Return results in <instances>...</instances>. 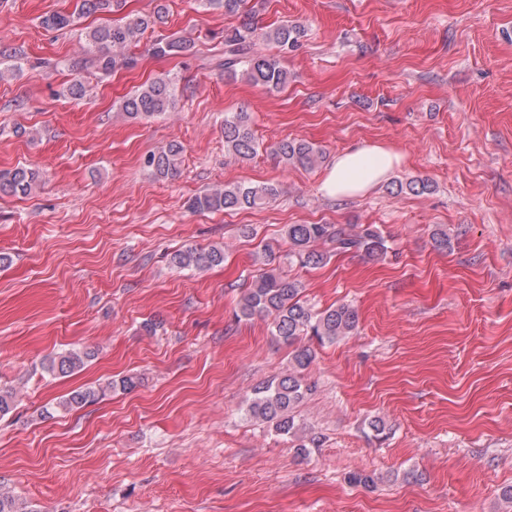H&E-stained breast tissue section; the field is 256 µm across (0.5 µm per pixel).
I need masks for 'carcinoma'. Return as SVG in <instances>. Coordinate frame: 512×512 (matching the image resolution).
I'll list each match as a JSON object with an SVG mask.
<instances>
[{"label":"carcinoma","mask_w":512,"mask_h":512,"mask_svg":"<svg viewBox=\"0 0 512 512\" xmlns=\"http://www.w3.org/2000/svg\"><path fill=\"white\" fill-rule=\"evenodd\" d=\"M125 0H80L81 9H112L119 11ZM244 0H198L206 11L221 10L227 14L240 11ZM165 7L132 14L125 20L111 25L95 27L85 33L87 56L85 67L108 73L116 65V57H124L131 65L134 57L126 55L137 46L141 36L149 29L164 23ZM302 25H281L264 32H257L247 18L239 26L224 30V73L241 77L266 89H280L288 83V70L281 63V54L294 50L304 36ZM272 43L276 54H266L254 49V39ZM150 51L157 56L194 54V45L187 41L160 36L154 40ZM179 87L171 74H162L128 95L121 110L132 119L158 118L176 106ZM259 144L251 126L250 114L244 111L224 115V151L241 160L249 161L257 154ZM184 146L171 141L146 158V164L159 178L173 177L178 173ZM271 156L285 166L314 167L322 157L321 150L303 140L283 139L270 148ZM36 171L20 166L0 174V192L25 196L37 183ZM277 196L271 185L224 184L208 188L195 195L189 208L196 212L225 211L259 208ZM290 246L288 258L301 267H318L333 255L359 252L374 260L387 250L386 240L372 224H290L285 231ZM172 263L179 268H196L219 265L224 261V251L218 247L202 250L189 245L176 252ZM302 285L271 268L264 272L248 289L238 304L235 316L250 319L263 316L271 319V333L280 341L293 345L308 336L320 344L333 343L352 335L358 328V314L347 303H340L322 311H314L300 301ZM91 358V352L68 349L45 359L44 372L51 376H64L81 368ZM313 350L302 345L292 356V368L286 374L257 384L247 406L250 418L269 424L284 436L296 437L301 431L293 410L304 400L310 387L304 383L301 372L313 361ZM99 398L94 389L75 391L59 403L65 410L81 408Z\"/></svg>","instance_id":"1"}]
</instances>
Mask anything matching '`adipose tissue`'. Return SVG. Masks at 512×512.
Wrapping results in <instances>:
<instances>
[{"label": "adipose tissue", "instance_id": "adipose-tissue-1", "mask_svg": "<svg viewBox=\"0 0 512 512\" xmlns=\"http://www.w3.org/2000/svg\"><path fill=\"white\" fill-rule=\"evenodd\" d=\"M403 157L381 144L363 143L337 154L321 189L337 198L365 193L384 181Z\"/></svg>", "mask_w": 512, "mask_h": 512}]
</instances>
